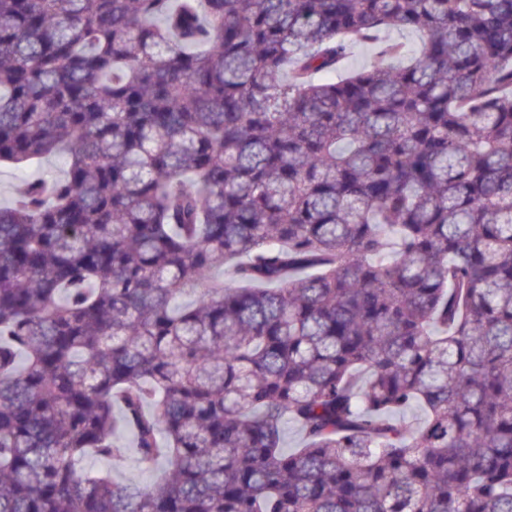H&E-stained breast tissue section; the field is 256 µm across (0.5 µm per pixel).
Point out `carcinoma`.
Returning <instances> with one entry per match:
<instances>
[{"label":"carcinoma","instance_id":"obj_1","mask_svg":"<svg viewBox=\"0 0 512 512\" xmlns=\"http://www.w3.org/2000/svg\"><path fill=\"white\" fill-rule=\"evenodd\" d=\"M55 155L0 512H512V0H0V162ZM373 62V48L370 45L356 44L352 47L348 58L340 66L339 72L344 76L361 67L370 66ZM164 467L165 463L163 461L148 464L141 462L134 453H131L122 463L116 466L114 476L117 479H134L145 486L153 480L156 472Z\"/></svg>","mask_w":512,"mask_h":512}]
</instances>
